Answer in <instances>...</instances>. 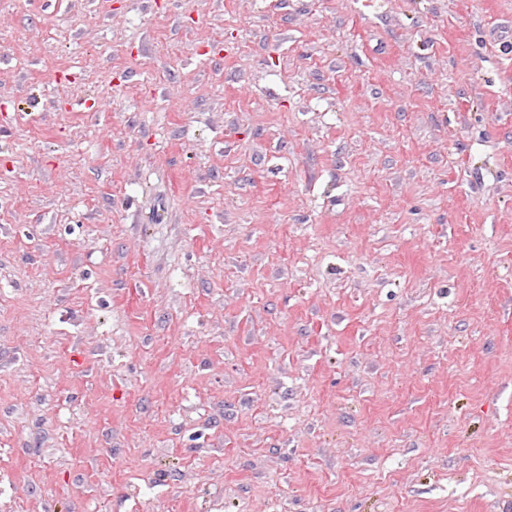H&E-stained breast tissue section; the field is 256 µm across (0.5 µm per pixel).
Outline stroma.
<instances>
[{"instance_id": "35a3bbf8", "label": "stroma", "mask_w": 512, "mask_h": 512, "mask_svg": "<svg viewBox=\"0 0 512 512\" xmlns=\"http://www.w3.org/2000/svg\"><path fill=\"white\" fill-rule=\"evenodd\" d=\"M0 512H512V0H0Z\"/></svg>"}]
</instances>
